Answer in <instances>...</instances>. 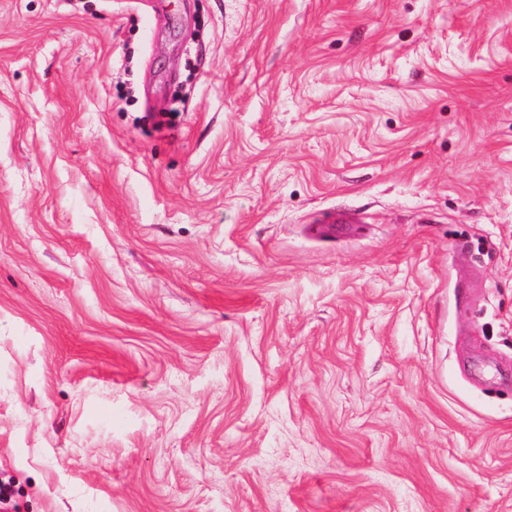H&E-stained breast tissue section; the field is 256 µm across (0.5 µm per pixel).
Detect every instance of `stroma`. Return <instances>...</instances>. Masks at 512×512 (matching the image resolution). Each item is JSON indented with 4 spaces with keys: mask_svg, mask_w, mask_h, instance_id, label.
<instances>
[{
    "mask_svg": "<svg viewBox=\"0 0 512 512\" xmlns=\"http://www.w3.org/2000/svg\"><path fill=\"white\" fill-rule=\"evenodd\" d=\"M512 0H0L15 512H512Z\"/></svg>",
    "mask_w": 512,
    "mask_h": 512,
    "instance_id": "1",
    "label": "stroma"
}]
</instances>
